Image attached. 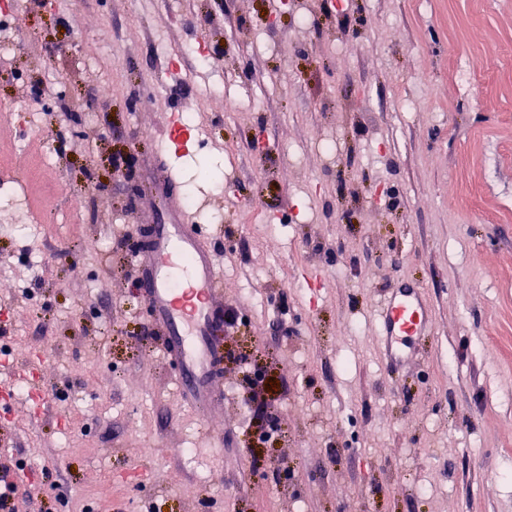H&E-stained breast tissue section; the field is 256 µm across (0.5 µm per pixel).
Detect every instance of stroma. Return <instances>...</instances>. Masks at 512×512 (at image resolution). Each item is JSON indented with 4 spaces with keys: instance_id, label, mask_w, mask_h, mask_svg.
<instances>
[{
    "instance_id": "stroma-1",
    "label": "stroma",
    "mask_w": 512,
    "mask_h": 512,
    "mask_svg": "<svg viewBox=\"0 0 512 512\" xmlns=\"http://www.w3.org/2000/svg\"><path fill=\"white\" fill-rule=\"evenodd\" d=\"M0 32L14 512H512V0H20ZM158 156L238 314L220 419L137 291ZM401 279L433 327L392 366Z\"/></svg>"
}]
</instances>
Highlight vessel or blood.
I'll return each mask as SVG.
<instances>
[{
	"label": "vessel or blood",
	"mask_w": 512,
	"mask_h": 512,
	"mask_svg": "<svg viewBox=\"0 0 512 512\" xmlns=\"http://www.w3.org/2000/svg\"><path fill=\"white\" fill-rule=\"evenodd\" d=\"M155 205L144 211L146 238L136 253L137 286L160 336L167 362L178 370L182 400L205 415L224 414V290L214 248L175 190V173L157 159L147 179ZM433 316L416 284L401 281L384 295L378 337L388 363L411 357L413 342Z\"/></svg>",
	"instance_id": "b4317fda"
}]
</instances>
